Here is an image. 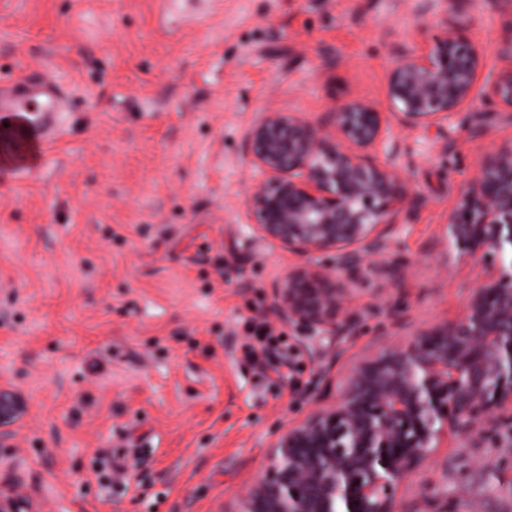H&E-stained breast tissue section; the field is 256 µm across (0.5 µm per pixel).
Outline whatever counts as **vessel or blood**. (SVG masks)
Instances as JSON below:
<instances>
[{
  "label": "vessel or blood",
  "instance_id": "vessel-or-blood-1",
  "mask_svg": "<svg viewBox=\"0 0 512 512\" xmlns=\"http://www.w3.org/2000/svg\"><path fill=\"white\" fill-rule=\"evenodd\" d=\"M62 87L44 75H25L0 82V122L20 120L28 132L39 134L26 160L18 162L19 173L41 168L57 126V117L65 106Z\"/></svg>",
  "mask_w": 512,
  "mask_h": 512
}]
</instances>
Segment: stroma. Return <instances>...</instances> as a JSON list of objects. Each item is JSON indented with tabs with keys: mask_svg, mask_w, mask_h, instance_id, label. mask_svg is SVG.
I'll return each mask as SVG.
<instances>
[{
	"mask_svg": "<svg viewBox=\"0 0 512 512\" xmlns=\"http://www.w3.org/2000/svg\"><path fill=\"white\" fill-rule=\"evenodd\" d=\"M426 2L0 0V78L46 74L67 98L46 165L0 166V387L28 406L10 452L38 512H235L281 431L332 401L321 369L389 334L367 277L341 361L333 336L281 324L287 377L246 357V321L310 260L253 236L244 140L259 112L385 105L396 51L441 32ZM448 16L497 68L493 0H451ZM397 136L419 203L399 219L393 299L413 325L452 322L481 269L449 246L448 212L512 124L477 100L446 136ZM396 500L512 512V447L448 434Z\"/></svg>",
	"mask_w": 512,
	"mask_h": 512,
	"instance_id": "obj_1",
	"label": "stroma"
}]
</instances>
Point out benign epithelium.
Segmentation results:
<instances>
[{
  "label": "benign epithelium",
  "instance_id": "7a95c632",
  "mask_svg": "<svg viewBox=\"0 0 512 512\" xmlns=\"http://www.w3.org/2000/svg\"><path fill=\"white\" fill-rule=\"evenodd\" d=\"M498 57L504 65L477 82L484 53L442 11L443 32L423 52H403L388 71V111L355 100L317 122L298 112H259L245 136L250 165L263 179L249 193L246 215L259 239L290 254L327 255L274 284L267 306L278 322L305 335H358L354 306L359 276L395 285L406 264L394 253L398 218L416 194L398 159L392 128L439 131L448 117L480 97L512 121V0ZM448 243L487 269L451 324L413 328L391 299L380 304L402 340L380 343L336 381L334 401L283 430L269 466L240 498L237 512H397V485L413 479L445 430L478 446L485 425L512 427V144L484 153L448 212ZM26 406L0 390V468ZM0 512H33L12 485L0 488Z\"/></svg>",
  "mask_w": 512,
  "mask_h": 512
}]
</instances>
